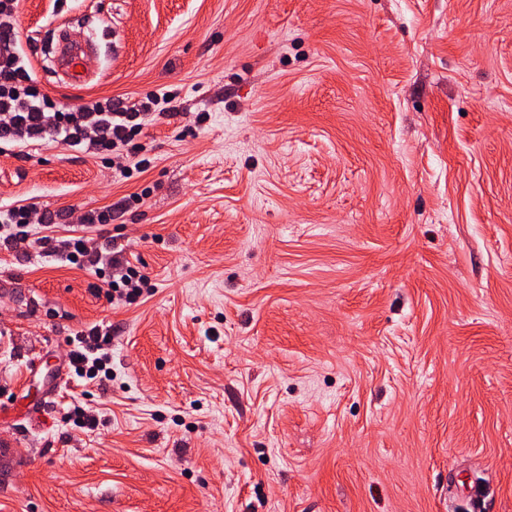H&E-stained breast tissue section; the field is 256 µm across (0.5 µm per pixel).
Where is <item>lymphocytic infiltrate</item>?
Returning <instances> with one entry per match:
<instances>
[{
	"mask_svg": "<svg viewBox=\"0 0 512 512\" xmlns=\"http://www.w3.org/2000/svg\"><path fill=\"white\" fill-rule=\"evenodd\" d=\"M20 0H0V154L44 144L63 145L101 158L117 151L136 160L144 170L148 158L140 154L138 138L158 115L161 103L149 94L137 102L103 98L78 108L59 107L38 85L17 30ZM32 204H16L0 210V249L17 252L31 245L39 256L85 269L102 280L105 298L131 306L151 294L153 286L139 267L125 256L118 237L98 240L101 226L111 223V209L84 215L80 233L46 235L30 240L28 228L38 219ZM111 327L95 324L77 332L68 357L77 377L108 381L112 378Z\"/></svg>",
	"mask_w": 512,
	"mask_h": 512,
	"instance_id": "lymphocytic-infiltrate-1",
	"label": "lymphocytic infiltrate"
}]
</instances>
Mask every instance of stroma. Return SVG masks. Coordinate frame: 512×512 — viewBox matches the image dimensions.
<instances>
[{
  "label": "stroma",
  "mask_w": 512,
  "mask_h": 512,
  "mask_svg": "<svg viewBox=\"0 0 512 512\" xmlns=\"http://www.w3.org/2000/svg\"><path fill=\"white\" fill-rule=\"evenodd\" d=\"M18 24L110 30L78 88L30 53L57 103L176 114L128 178L0 155V207L127 202L104 233L154 287L114 306L0 251V512H512V0H21ZM95 323L105 385L67 366Z\"/></svg>",
  "instance_id": "35a3bbf8"
}]
</instances>
